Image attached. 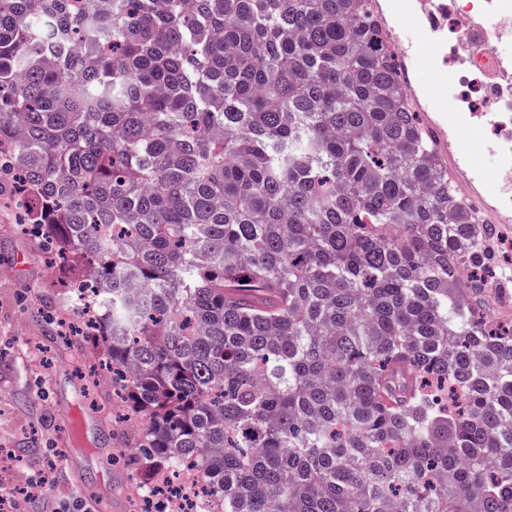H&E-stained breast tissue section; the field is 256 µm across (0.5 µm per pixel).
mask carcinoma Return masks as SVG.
<instances>
[{"label": "carcinoma", "instance_id": "1", "mask_svg": "<svg viewBox=\"0 0 512 512\" xmlns=\"http://www.w3.org/2000/svg\"><path fill=\"white\" fill-rule=\"evenodd\" d=\"M0 209L82 280L158 512H512V323L372 0H0ZM155 484L158 488H168L172 490V495L169 496V507L171 511L178 512L186 507L185 498L190 496V488L193 485V479L185 473L182 477V481L177 486H171L168 482L166 474L159 473L156 476Z\"/></svg>", "mask_w": 512, "mask_h": 512}]
</instances>
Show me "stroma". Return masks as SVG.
Returning <instances> with one entry per match:
<instances>
[{
  "instance_id": "stroma-1",
  "label": "stroma",
  "mask_w": 512,
  "mask_h": 512,
  "mask_svg": "<svg viewBox=\"0 0 512 512\" xmlns=\"http://www.w3.org/2000/svg\"><path fill=\"white\" fill-rule=\"evenodd\" d=\"M458 59L447 44L412 48L404 76L422 123L440 112H464L459 84L448 95L432 91L436 72L454 76ZM489 248L501 267L488 291L486 311L494 323L512 320V223L499 224ZM82 277L73 267L63 275L49 269L43 248L0 213V450L13 453L14 467L27 477L48 472L40 491L24 501V512H75L91 498L112 491V512H131L136 494L111 449L121 438L102 422L83 396L84 382L75 371L58 331L65 314L47 308L50 293Z\"/></svg>"
}]
</instances>
